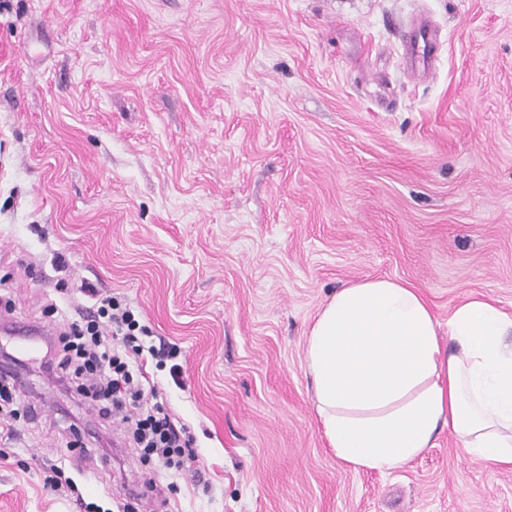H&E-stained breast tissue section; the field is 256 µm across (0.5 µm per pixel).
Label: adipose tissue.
<instances>
[{
    "mask_svg": "<svg viewBox=\"0 0 512 512\" xmlns=\"http://www.w3.org/2000/svg\"><path fill=\"white\" fill-rule=\"evenodd\" d=\"M511 332L512 316L485 298L456 304L443 337L406 281L338 288L305 347L313 405L336 458L386 474L447 430L468 455L512 465Z\"/></svg>",
    "mask_w": 512,
    "mask_h": 512,
    "instance_id": "obj_1",
    "label": "adipose tissue"
}]
</instances>
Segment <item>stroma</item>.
Here are the masks:
<instances>
[{
  "mask_svg": "<svg viewBox=\"0 0 512 512\" xmlns=\"http://www.w3.org/2000/svg\"><path fill=\"white\" fill-rule=\"evenodd\" d=\"M427 28L428 55L410 35ZM512 315V0H9L0 12V297L73 316L88 281L179 349L144 363L197 460L172 512H512V468L450 432L388 475L336 458L305 368L337 288ZM22 357L0 512H154L119 424ZM77 448H69L72 440ZM66 456L76 487L50 489Z\"/></svg>",
  "mask_w": 512,
  "mask_h": 512,
  "instance_id": "stroma-1",
  "label": "stroma"
}]
</instances>
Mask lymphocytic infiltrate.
<instances>
[{
    "instance_id": "obj_1",
    "label": "lymphocytic infiltrate",
    "mask_w": 512,
    "mask_h": 512,
    "mask_svg": "<svg viewBox=\"0 0 512 512\" xmlns=\"http://www.w3.org/2000/svg\"><path fill=\"white\" fill-rule=\"evenodd\" d=\"M81 292L94 301L92 310L69 322L47 361L53 377L66 384L103 416L118 419L142 464L182 471L193 460V439L176 426L156 388L142 382L143 355L169 367L173 382L183 368L175 347L156 348L137 315L117 298L99 295L85 283Z\"/></svg>"
}]
</instances>
